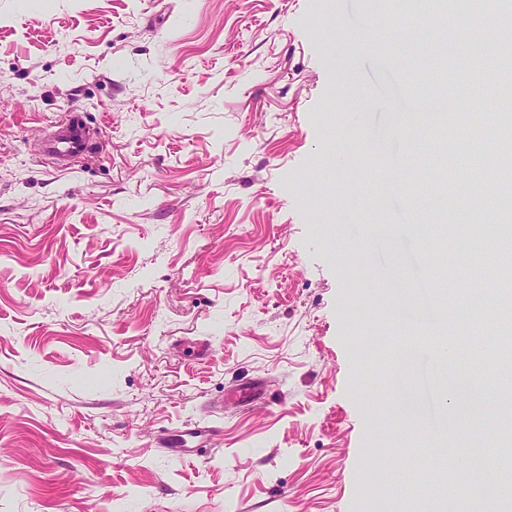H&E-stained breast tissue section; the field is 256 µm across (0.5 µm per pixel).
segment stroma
<instances>
[{"mask_svg": "<svg viewBox=\"0 0 512 512\" xmlns=\"http://www.w3.org/2000/svg\"><path fill=\"white\" fill-rule=\"evenodd\" d=\"M379 0H0V512H456L413 464L455 419L403 223L435 116ZM90 148L38 139L65 113ZM362 263L386 287L348 285ZM262 394L236 402V389ZM220 427L210 456L158 434ZM374 483L362 479L365 471Z\"/></svg>", "mask_w": 512, "mask_h": 512, "instance_id": "35a3bbf8", "label": "stroma"}]
</instances>
